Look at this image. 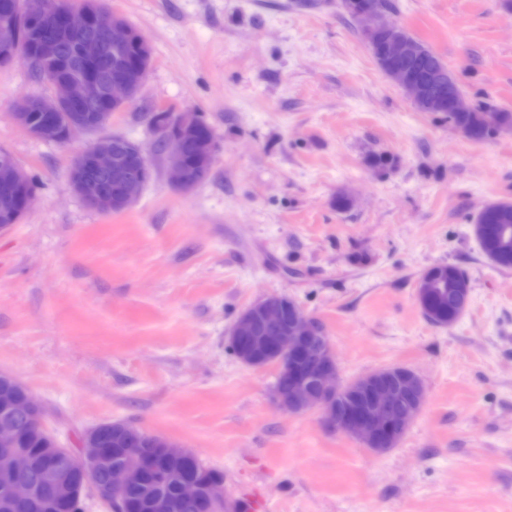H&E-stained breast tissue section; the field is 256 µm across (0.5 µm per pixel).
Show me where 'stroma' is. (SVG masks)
<instances>
[{
    "label": "stroma",
    "mask_w": 512,
    "mask_h": 512,
    "mask_svg": "<svg viewBox=\"0 0 512 512\" xmlns=\"http://www.w3.org/2000/svg\"><path fill=\"white\" fill-rule=\"evenodd\" d=\"M471 102L512 112V0H389ZM149 41L136 106L107 134L154 170L119 214L89 209L68 169L90 143L16 126L50 85L0 67V149L36 199L0 232V370L42 404L58 440L129 421L193 449L234 500L270 512H512V269L474 233L484 203L512 201V134L474 142L420 112L381 73L340 0H111ZM191 110L217 152L190 191L169 179L156 110ZM347 197L348 208L336 206ZM470 280L452 326L415 300L422 274ZM270 294L322 323L340 381L401 365L426 400L378 455L319 411L271 398L276 369L228 345L239 313Z\"/></svg>",
    "instance_id": "obj_1"
}]
</instances>
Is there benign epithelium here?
<instances>
[{"label":"benign epithelium","mask_w":512,"mask_h":512,"mask_svg":"<svg viewBox=\"0 0 512 512\" xmlns=\"http://www.w3.org/2000/svg\"><path fill=\"white\" fill-rule=\"evenodd\" d=\"M342 6L359 22L361 38L380 71L412 101L421 100L430 108L446 104L450 112L475 110L465 103L453 77L441 72L431 86L404 66L405 61L419 56L421 46L405 29L388 20L384 0H342ZM89 26L107 38L111 72L105 77L96 73L93 64L101 48L83 38L73 42L68 76L58 78L56 43L74 38ZM29 27L32 38L41 42L40 75L54 90L49 99L22 98L11 106L15 124L32 137L67 144L79 133L103 130L112 113L136 104L152 54L146 40L143 54L135 60L129 58L130 30L121 15L99 7L91 12L82 0L77 6L64 8V23L56 32H48L34 19ZM11 31L12 27L5 26L0 32V50L12 60L27 56L20 45L12 43ZM444 85L448 86L446 95L440 93ZM102 100L112 103V111H86ZM159 130L173 181L183 189L203 182L215 160L213 130L204 127L194 112L170 113ZM152 177L151 163L141 146L118 135L98 139L76 156L69 171L75 194L87 207L102 213L128 209ZM30 181L29 174L12 157L0 156V193L5 206L27 212L34 198V192L28 190ZM231 346L237 348V359L245 365H276L272 395L277 408L296 414L317 409L331 429L359 440L374 452L397 446L426 399L421 377L402 366L337 383L336 358L324 328L286 296L268 295L246 307L233 325ZM353 389L358 392L355 401L343 402ZM100 429L98 425L87 430L75 451L63 446L49 430L45 410L28 388L13 375L0 372V482L9 488L14 505L53 509L89 490L110 504L148 474L158 481L164 479L169 463L197 460L193 450L123 422L122 447L137 449L149 441L158 453L145 458L135 452L123 463L113 462L107 449L100 447ZM26 435L46 443L48 461L35 477L31 476L29 450L21 447ZM102 470L106 471V482L97 485L92 477ZM178 502L197 505L200 512H224V480L215 475L203 487L188 477L181 483ZM176 503L161 496L154 507L157 512H172Z\"/></svg>","instance_id":"obj_1"}]
</instances>
